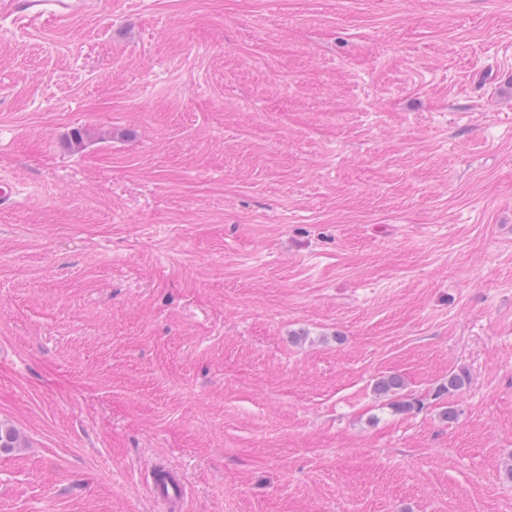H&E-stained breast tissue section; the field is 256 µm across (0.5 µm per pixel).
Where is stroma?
Returning <instances> with one entry per match:
<instances>
[{"label":"stroma","mask_w":512,"mask_h":512,"mask_svg":"<svg viewBox=\"0 0 512 512\" xmlns=\"http://www.w3.org/2000/svg\"><path fill=\"white\" fill-rule=\"evenodd\" d=\"M1 182L0 512H512V0H0ZM28 5L29 7H39L35 14H48L62 20L84 8L85 2L81 0H33ZM403 387L402 379L392 374L378 378L374 389L379 396L392 399L389 403L390 408L395 411H410L416 406L417 402L414 399H407L401 395ZM149 490L153 498L165 505L167 511L176 510L187 493L182 475L177 470L160 464L154 467Z\"/></svg>","instance_id":"1"}]
</instances>
